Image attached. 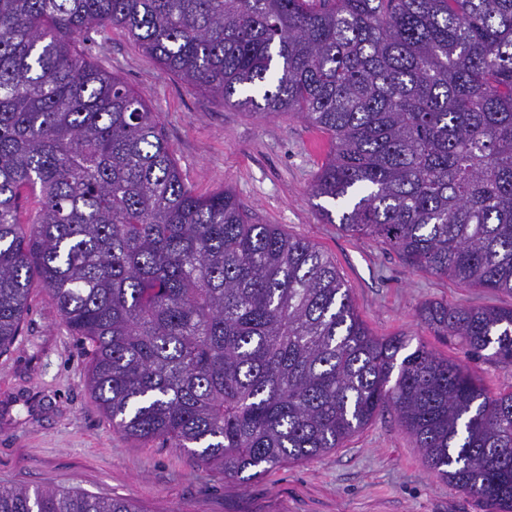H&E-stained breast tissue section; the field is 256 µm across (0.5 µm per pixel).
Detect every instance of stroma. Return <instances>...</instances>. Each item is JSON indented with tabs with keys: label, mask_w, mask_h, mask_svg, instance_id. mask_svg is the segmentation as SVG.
Instances as JSON below:
<instances>
[{
	"label": "stroma",
	"mask_w": 512,
	"mask_h": 512,
	"mask_svg": "<svg viewBox=\"0 0 512 512\" xmlns=\"http://www.w3.org/2000/svg\"><path fill=\"white\" fill-rule=\"evenodd\" d=\"M79 46L158 112L187 183L200 192L231 188L254 223L280 225L328 256L374 334L425 345L489 392L512 390V367L471 358L417 318L427 301L511 307L512 295L412 269L388 246L328 223L310 195L329 151L319 131L293 112L260 118L188 88L121 31L88 33ZM87 369L81 341L43 288H33L22 334L0 354V484L129 498L141 512H481L429 468L393 408L320 459L244 483L162 441L124 437L91 397Z\"/></svg>",
	"instance_id": "stroma-1"
}]
</instances>
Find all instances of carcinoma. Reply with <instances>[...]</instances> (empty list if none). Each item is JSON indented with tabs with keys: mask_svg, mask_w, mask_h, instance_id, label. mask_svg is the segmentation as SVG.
Instances as JSON below:
<instances>
[{
	"mask_svg": "<svg viewBox=\"0 0 512 512\" xmlns=\"http://www.w3.org/2000/svg\"><path fill=\"white\" fill-rule=\"evenodd\" d=\"M123 32L167 73L330 149L310 195L405 263L512 294V0H0V354L44 288L125 437L250 480L386 407L430 468L512 512V391L376 336L311 242L188 186L156 113L77 38ZM421 322L512 365V307ZM0 512H139L0 485Z\"/></svg>",
	"mask_w": 512,
	"mask_h": 512,
	"instance_id": "carcinoma-1",
	"label": "carcinoma"
}]
</instances>
